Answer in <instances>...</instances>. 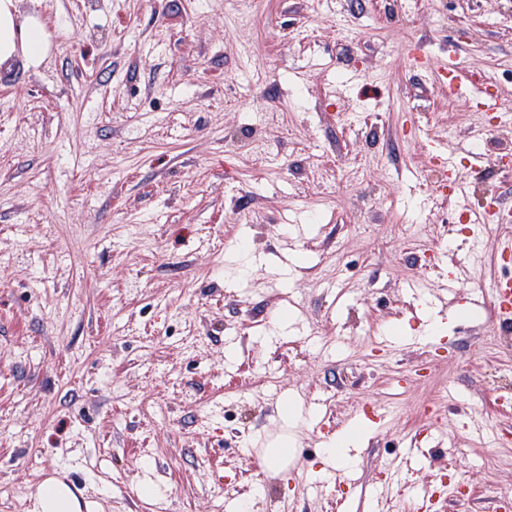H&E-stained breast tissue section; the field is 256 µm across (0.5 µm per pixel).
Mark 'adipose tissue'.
<instances>
[{
	"instance_id": "1",
	"label": "adipose tissue",
	"mask_w": 512,
	"mask_h": 512,
	"mask_svg": "<svg viewBox=\"0 0 512 512\" xmlns=\"http://www.w3.org/2000/svg\"><path fill=\"white\" fill-rule=\"evenodd\" d=\"M51 34L38 13L21 14L17 0H0V65L23 56L40 67L51 53Z\"/></svg>"
}]
</instances>
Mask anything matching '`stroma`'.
I'll list each match as a JSON object with an SVG mask.
<instances>
[{"label":"stroma","mask_w":512,"mask_h":512,"mask_svg":"<svg viewBox=\"0 0 512 512\" xmlns=\"http://www.w3.org/2000/svg\"><path fill=\"white\" fill-rule=\"evenodd\" d=\"M18 5L52 51L0 66V512L53 477L103 512H367L436 423L458 449L406 474L394 512L451 467L471 499L449 512H497L512 358L484 343L485 309L408 285L443 283L471 244L453 228L420 249L416 225L456 209L430 138L458 146L466 210L512 200V165L466 161L485 94L512 112V0H261L251 29L235 0ZM419 48L460 57L461 98L414 68ZM253 138L265 158L242 153ZM356 421L359 485L308 495L324 436ZM295 439L292 437L288 438V434L279 436L276 441L271 445L273 449L267 450V453L273 463V476L278 475L281 471V464L288 461L289 448H293Z\"/></svg>","instance_id":"obj_1"}]
</instances>
